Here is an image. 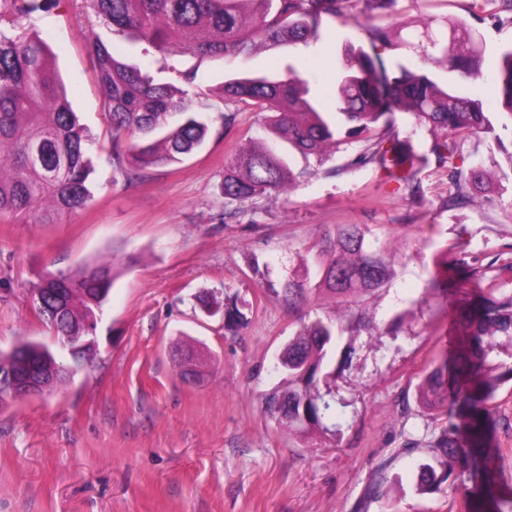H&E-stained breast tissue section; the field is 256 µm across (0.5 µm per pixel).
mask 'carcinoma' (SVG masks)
I'll list each match as a JSON object with an SVG mask.
<instances>
[{"label":"carcinoma","mask_w":512,"mask_h":512,"mask_svg":"<svg viewBox=\"0 0 512 512\" xmlns=\"http://www.w3.org/2000/svg\"><path fill=\"white\" fill-rule=\"evenodd\" d=\"M359 2L367 16L361 24L371 52L345 54L336 69V111L323 112L310 97L309 81L290 67L278 77H246L224 82V101L264 113L266 128L304 157L322 161L327 149L356 142L359 152L345 167L371 165L396 190L419 193L417 174L428 156L401 135L393 116L411 114L416 125L434 135L430 154L455 179L456 193L447 200L459 206L472 199L471 189L486 185L479 168L463 174L466 158L460 143L491 129L482 104L450 92L424 73L406 66L388 69L382 53L401 44L423 62L446 65L464 79L482 76L484 45L476 26L464 20L432 18L419 26L379 22L396 10L399 0H89L104 23L148 42L163 55L191 51L200 56L247 55L269 42L317 39L323 18L353 15ZM50 5V0H0V219L37 216L42 224L50 211L79 209L91 199V165L87 157L92 134L79 123L52 63L51 44L37 32L18 29L17 19ZM471 16L481 22L512 15V0H473ZM96 79L104 92L111 148L107 162L129 187L147 181L157 167L177 164L203 144L208 126L188 115L186 91L156 82L136 67L118 60L103 44H94ZM494 83L499 105L512 114V45L498 52ZM299 183L284 157L274 149L245 144L224 165L225 203L244 206L270 192ZM369 230L343 224L322 239L316 270L280 284L277 295L293 308L314 292L336 297L337 315L317 319L289 338L278 358L286 386L265 398V411L290 429L334 432L338 413L319 381L339 337V320L359 324L365 319L361 298L384 287L395 274L394 260L366 243ZM116 277L110 263L85 264L64 273L44 274L37 287L61 292L46 305L60 317L45 321L56 345L79 332L92 309L102 310ZM452 366L434 367L420 394L430 410L439 409L453 385L455 420L448 421L427 445L439 467L419 466L416 490L434 494L445 483L459 485L471 497L475 512H512V496L497 492L490 469L487 423L500 385L512 381V295L485 296L479 307L466 310ZM246 323L236 295H224V329ZM60 361L50 346L22 340L0 350V375L24 361L37 365L45 358ZM87 359L73 361L53 381L70 382Z\"/></svg>","instance_id":"carcinoma-1"}]
</instances>
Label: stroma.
<instances>
[{"mask_svg":"<svg viewBox=\"0 0 512 512\" xmlns=\"http://www.w3.org/2000/svg\"><path fill=\"white\" fill-rule=\"evenodd\" d=\"M402 21L466 19L472 0H400ZM32 22L52 41L54 65L82 125L97 139L92 200L41 224L0 220V349L49 341L30 289L42 271L114 261L118 275L98 326V355L61 391L0 407V512H473L462 492L415 489L426 443L447 417L424 409L418 387L461 333L457 304L427 285L512 294V117L493 112L490 132L467 139V166L494 192L447 207L456 188L428 163L415 197L393 192L378 169L347 168L357 144L323 162L286 150L302 175L290 194H269L221 221L224 163L243 144L272 136L261 113L241 108L225 126V79L294 67L323 98L346 48H367L356 21L324 23L319 39L265 47L249 57H170L101 23L83 0H59ZM103 42L155 80L181 85L210 126L181 163L125 187L105 157L108 116L93 43ZM340 224L365 225L388 244L395 276L364 300L320 388L342 402L336 434L308 439L264 411L283 382L277 355L304 324L325 317L319 292L291 309L272 288L312 261V246ZM234 294L247 317L237 331L208 316L201 297ZM196 351L198 376L181 375ZM492 444L495 476L512 488V382L499 389Z\"/></svg>","mask_w":512,"mask_h":512,"instance_id":"1","label":"stroma"}]
</instances>
